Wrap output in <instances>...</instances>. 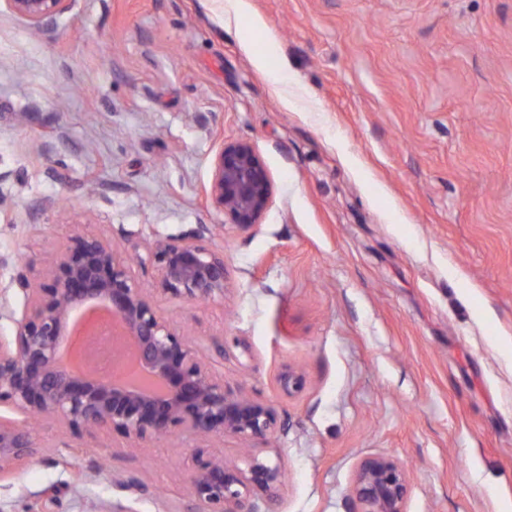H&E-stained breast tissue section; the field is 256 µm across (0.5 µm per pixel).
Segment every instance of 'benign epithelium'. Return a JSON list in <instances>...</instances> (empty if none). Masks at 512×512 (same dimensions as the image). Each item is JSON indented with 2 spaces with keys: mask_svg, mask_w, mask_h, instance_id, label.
I'll return each mask as SVG.
<instances>
[{
  "mask_svg": "<svg viewBox=\"0 0 512 512\" xmlns=\"http://www.w3.org/2000/svg\"><path fill=\"white\" fill-rule=\"evenodd\" d=\"M36 31L51 28L72 0H0ZM207 201L240 233L253 231L272 196L268 172L246 141L223 143L216 153ZM131 249L155 270L150 284L134 280L127 258L100 234H76L50 256L42 275L17 273L22 295L16 312L0 289V320L13 324L0 336V408L26 418L51 419L57 441L118 434L132 448L174 434L200 438L231 436L244 443L269 441L281 428L270 402L224 387L210 369L211 354L189 342L159 309L155 297L181 301H221L226 290L224 255L203 243V234L143 238ZM95 305L111 311L122 335L133 340L135 360L145 382L117 384L109 378L73 373L61 361L72 313ZM303 373L285 366L277 376L280 392L291 397L304 386ZM42 451L33 430L0 418V479ZM244 465L198 448L189 473V512H257L256 499L273 509L283 486L281 465L255 454ZM409 482L390 456L362 458L354 471L352 512H406Z\"/></svg>",
  "mask_w": 512,
  "mask_h": 512,
  "instance_id": "benign-epithelium-1",
  "label": "benign epithelium"
}]
</instances>
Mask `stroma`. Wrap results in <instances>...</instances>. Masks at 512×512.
Here are the masks:
<instances>
[{
	"instance_id": "1",
	"label": "stroma",
	"mask_w": 512,
	"mask_h": 512,
	"mask_svg": "<svg viewBox=\"0 0 512 512\" xmlns=\"http://www.w3.org/2000/svg\"><path fill=\"white\" fill-rule=\"evenodd\" d=\"M74 0L48 31L0 10V286L77 233L202 231L223 300L158 297L230 357L226 387L272 401L278 512H349L385 454L406 512L512 504V0ZM274 47L302 97L252 64ZM250 142L273 195L237 232L206 202L219 141ZM246 352H235L236 342ZM300 368L283 397L276 375ZM45 450L0 480V512L187 505L199 440ZM145 492L134 495L129 483ZM276 381L280 392L287 397H291L303 388L305 378L299 369L287 365L279 372Z\"/></svg>"
}]
</instances>
